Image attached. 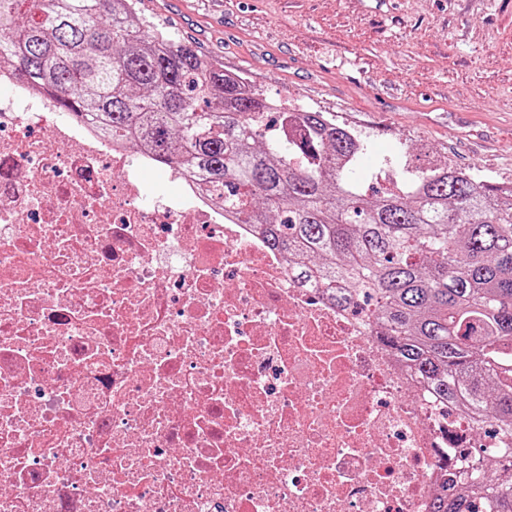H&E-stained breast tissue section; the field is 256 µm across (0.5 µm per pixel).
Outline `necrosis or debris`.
<instances>
[{
  "instance_id": "1",
  "label": "necrosis or debris",
  "mask_w": 512,
  "mask_h": 512,
  "mask_svg": "<svg viewBox=\"0 0 512 512\" xmlns=\"http://www.w3.org/2000/svg\"><path fill=\"white\" fill-rule=\"evenodd\" d=\"M0 68V512H427L484 426L364 307Z\"/></svg>"
}]
</instances>
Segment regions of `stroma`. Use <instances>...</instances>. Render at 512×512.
Wrapping results in <instances>:
<instances>
[{"label": "stroma", "instance_id": "35a3bbf8", "mask_svg": "<svg viewBox=\"0 0 512 512\" xmlns=\"http://www.w3.org/2000/svg\"><path fill=\"white\" fill-rule=\"evenodd\" d=\"M147 24L397 158L512 185V0H139Z\"/></svg>", "mask_w": 512, "mask_h": 512}]
</instances>
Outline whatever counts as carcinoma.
Here are the masks:
<instances>
[{"label":"carcinoma","mask_w":512,"mask_h":512,"mask_svg":"<svg viewBox=\"0 0 512 512\" xmlns=\"http://www.w3.org/2000/svg\"><path fill=\"white\" fill-rule=\"evenodd\" d=\"M137 0H0V62L119 143L175 165L315 283L375 306L378 339L440 399L497 428L499 477L466 449L430 512H512V186L448 165L360 191V137L281 112L162 31Z\"/></svg>","instance_id":"1"}]
</instances>
